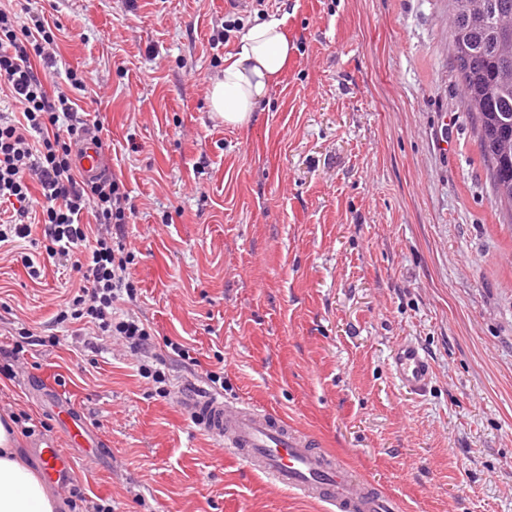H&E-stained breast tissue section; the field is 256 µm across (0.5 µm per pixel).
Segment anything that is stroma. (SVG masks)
<instances>
[{
    "instance_id": "35a3bbf8",
    "label": "stroma",
    "mask_w": 512,
    "mask_h": 512,
    "mask_svg": "<svg viewBox=\"0 0 512 512\" xmlns=\"http://www.w3.org/2000/svg\"><path fill=\"white\" fill-rule=\"evenodd\" d=\"M0 6L61 29L54 82L100 119L106 170L127 185L134 311L171 383L192 395L223 370L225 399L284 416L399 512H512V224L463 102L448 0ZM272 14L293 59L248 126H225L211 80ZM31 236L0 250V414H25L32 465L43 440L73 457L54 493L116 512H325L226 456L121 346L58 327L79 276L45 260L31 279L21 255L46 245L43 225ZM22 327L60 342L28 347L12 376ZM402 340L432 363L422 392L394 378ZM62 410L95 458L61 435Z\"/></svg>"
}]
</instances>
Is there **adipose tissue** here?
<instances>
[{"mask_svg":"<svg viewBox=\"0 0 512 512\" xmlns=\"http://www.w3.org/2000/svg\"><path fill=\"white\" fill-rule=\"evenodd\" d=\"M293 54L283 18L272 16L241 35L211 84L210 104L226 126L250 124L259 102L275 85ZM18 430L0 419V512H57L61 502L20 452Z\"/></svg>","mask_w":512,"mask_h":512,"instance_id":"obj_1","label":"adipose tissue"}]
</instances>
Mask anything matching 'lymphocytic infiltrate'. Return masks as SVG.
<instances>
[{"mask_svg":"<svg viewBox=\"0 0 512 512\" xmlns=\"http://www.w3.org/2000/svg\"><path fill=\"white\" fill-rule=\"evenodd\" d=\"M56 34L51 26L19 25L15 13L0 7V94L12 109L0 113V247L28 238L29 215L44 224L48 258L69 264L80 276L74 295L58 315L59 322L81 321L95 336H119L140 361L143 377L167 381L164 360L151 333L137 317L119 312L122 298H135L129 267L133 252L124 226L132 213L122 177L87 178L75 162L76 148L89 129L72 99L48 89L38 64H51ZM95 218V231L83 223Z\"/></svg>","mask_w":512,"mask_h":512,"instance_id":"lymphocytic-infiltrate-1","label":"lymphocytic infiltrate"}]
</instances>
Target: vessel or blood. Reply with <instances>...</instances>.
Masks as SVG:
<instances>
[{
	"label": "vessel or blood",
	"instance_id": "1",
	"mask_svg": "<svg viewBox=\"0 0 512 512\" xmlns=\"http://www.w3.org/2000/svg\"><path fill=\"white\" fill-rule=\"evenodd\" d=\"M77 163L85 176L102 169V150L95 137L82 139ZM394 377L402 388L420 392L428 386L432 367L413 342H400L392 357ZM189 409L203 430L223 445L226 454L244 462L254 472L282 488L327 504L329 512H397L396 501L379 493L333 458L315 449L312 437L250 404L230 403L209 395L189 401ZM45 475L58 482L72 467L62 449L47 443L37 450Z\"/></svg>",
	"mask_w": 512,
	"mask_h": 512
}]
</instances>
